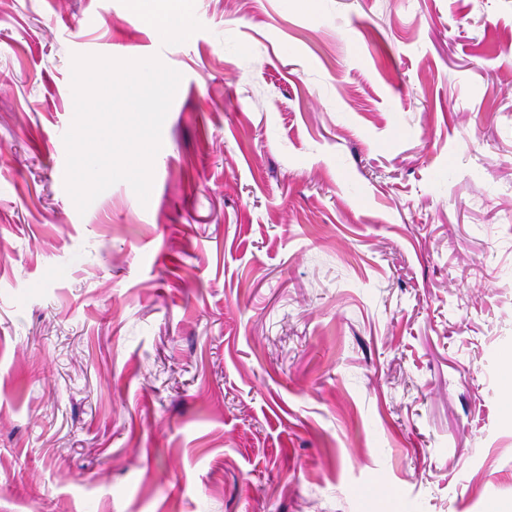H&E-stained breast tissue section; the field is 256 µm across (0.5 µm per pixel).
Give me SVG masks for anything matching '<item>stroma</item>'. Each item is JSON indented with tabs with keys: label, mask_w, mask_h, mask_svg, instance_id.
<instances>
[{
	"label": "stroma",
	"mask_w": 512,
	"mask_h": 512,
	"mask_svg": "<svg viewBox=\"0 0 512 512\" xmlns=\"http://www.w3.org/2000/svg\"><path fill=\"white\" fill-rule=\"evenodd\" d=\"M158 7L0 0V512H507L512 0ZM76 54L182 75L148 203Z\"/></svg>",
	"instance_id": "1"
}]
</instances>
